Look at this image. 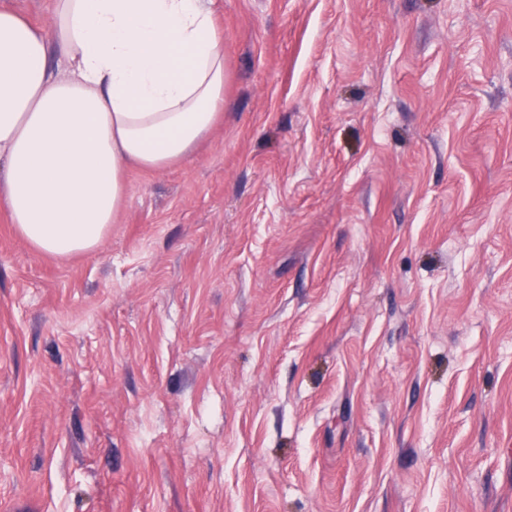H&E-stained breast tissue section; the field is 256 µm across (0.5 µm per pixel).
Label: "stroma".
Returning a JSON list of instances; mask_svg holds the SVG:
<instances>
[{
  "label": "stroma",
  "mask_w": 512,
  "mask_h": 512,
  "mask_svg": "<svg viewBox=\"0 0 512 512\" xmlns=\"http://www.w3.org/2000/svg\"><path fill=\"white\" fill-rule=\"evenodd\" d=\"M212 8L99 245L0 212V512H512V0Z\"/></svg>",
  "instance_id": "stroma-1"
}]
</instances>
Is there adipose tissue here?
Masks as SVG:
<instances>
[{
    "label": "adipose tissue",
    "mask_w": 512,
    "mask_h": 512,
    "mask_svg": "<svg viewBox=\"0 0 512 512\" xmlns=\"http://www.w3.org/2000/svg\"><path fill=\"white\" fill-rule=\"evenodd\" d=\"M212 0H53L0 8V209L37 250L94 249L124 172L184 160L224 112ZM0 7L11 8L41 26H50L53 20L50 0H0Z\"/></svg>",
    "instance_id": "ef3b65f1"
}]
</instances>
